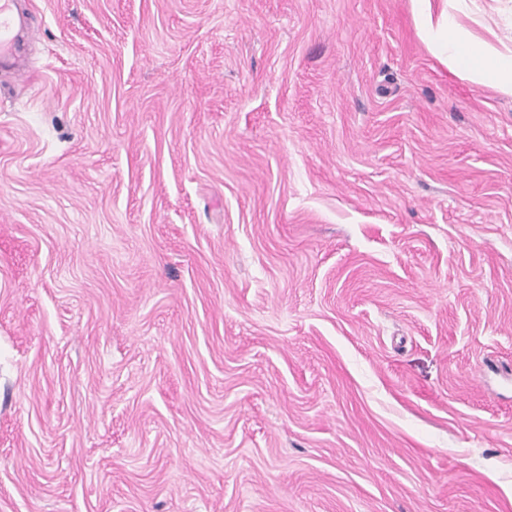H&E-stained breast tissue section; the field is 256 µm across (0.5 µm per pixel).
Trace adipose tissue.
I'll return each mask as SVG.
<instances>
[{
  "instance_id": "obj_1",
  "label": "adipose tissue",
  "mask_w": 512,
  "mask_h": 512,
  "mask_svg": "<svg viewBox=\"0 0 512 512\" xmlns=\"http://www.w3.org/2000/svg\"><path fill=\"white\" fill-rule=\"evenodd\" d=\"M418 28L430 39L432 48L472 82L489 84L500 93L512 95V49L499 50L487 40L463 35L453 15L433 18L430 0H414Z\"/></svg>"
}]
</instances>
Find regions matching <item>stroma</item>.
<instances>
[{
	"instance_id": "1",
	"label": "stroma",
	"mask_w": 512,
	"mask_h": 512,
	"mask_svg": "<svg viewBox=\"0 0 512 512\" xmlns=\"http://www.w3.org/2000/svg\"><path fill=\"white\" fill-rule=\"evenodd\" d=\"M17 6L0 512H512V97L411 0Z\"/></svg>"
}]
</instances>
